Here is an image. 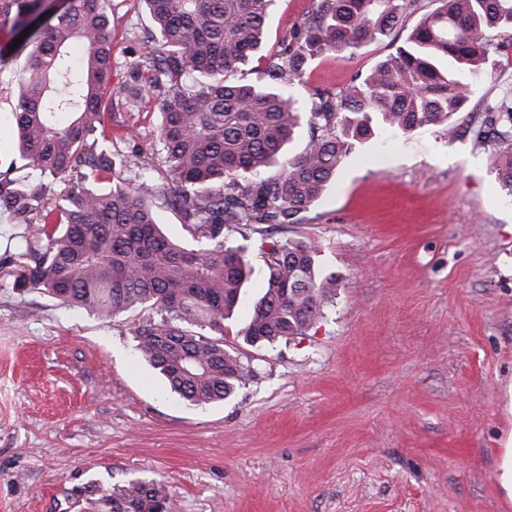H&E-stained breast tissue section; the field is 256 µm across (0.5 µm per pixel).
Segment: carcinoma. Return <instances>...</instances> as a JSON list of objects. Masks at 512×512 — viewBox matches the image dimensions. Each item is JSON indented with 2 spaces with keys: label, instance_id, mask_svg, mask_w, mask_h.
Here are the masks:
<instances>
[{
  "label": "carcinoma",
  "instance_id": "cac0c4a2",
  "mask_svg": "<svg viewBox=\"0 0 512 512\" xmlns=\"http://www.w3.org/2000/svg\"><path fill=\"white\" fill-rule=\"evenodd\" d=\"M141 2L164 54L145 57L113 88L112 0H63L49 12L44 0H0V24L16 38L30 29L18 47L27 59L11 112L17 160L0 170V209L38 225L43 241L16 287L101 317L152 309L134 328L139 353L171 392L205 407L234 395L250 372L224 347V321L253 274L230 226L300 223L352 150L383 130L434 125L454 134L471 88L491 78L489 54L512 44V0H437L395 53L339 92L320 91L308 111L288 89L315 60L390 37L422 0H316L273 52L267 22L276 0ZM251 61L258 80L236 79ZM146 84L165 89L158 158L91 139L112 128L115 101L140 107ZM484 112L508 143L493 163L512 197V101H487ZM304 125L302 153L279 160ZM50 178L64 182L54 198ZM162 209L180 216L190 241L166 234ZM320 255L292 238L262 252L266 288L238 332L244 343L300 336L324 317L337 278ZM86 492L90 512H167L154 480Z\"/></svg>",
  "mask_w": 512,
  "mask_h": 512
}]
</instances>
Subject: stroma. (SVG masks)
<instances>
[{
	"mask_svg": "<svg viewBox=\"0 0 512 512\" xmlns=\"http://www.w3.org/2000/svg\"><path fill=\"white\" fill-rule=\"evenodd\" d=\"M112 85L156 43L138 0H112ZM418 15L354 55L316 60L303 105L403 45ZM0 27V160L13 158L7 93L24 56ZM456 117L455 135L386 131L357 146L303 224L236 225L255 268L224 326L250 375L207 408L186 406L141 359L140 309L101 318L14 285L38 228L0 211V512H82L80 490L132 478L166 488L169 512H512L495 479L512 434V198L477 146L488 98L512 95V46ZM158 97L117 118L156 148ZM303 238L340 281L325 317L268 347L238 332L266 287L262 249Z\"/></svg>",
	"mask_w": 512,
	"mask_h": 512,
	"instance_id": "35a3bbf8",
	"label": "stroma"
}]
</instances>
